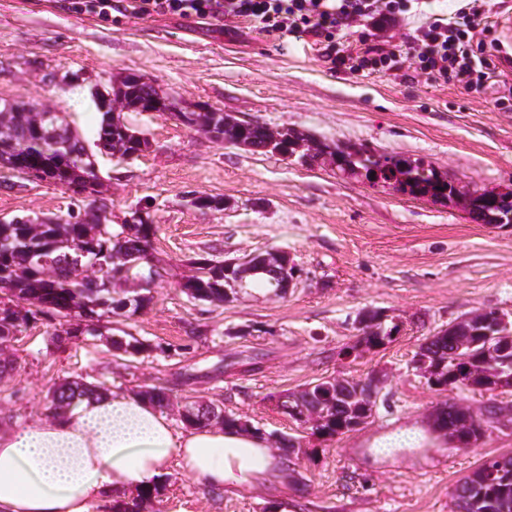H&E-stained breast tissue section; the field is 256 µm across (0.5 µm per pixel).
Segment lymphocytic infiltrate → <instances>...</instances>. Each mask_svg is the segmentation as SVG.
<instances>
[{
  "label": "lymphocytic infiltrate",
  "mask_w": 512,
  "mask_h": 512,
  "mask_svg": "<svg viewBox=\"0 0 512 512\" xmlns=\"http://www.w3.org/2000/svg\"><path fill=\"white\" fill-rule=\"evenodd\" d=\"M426 0H67L77 14L110 19L120 12L131 19L177 15L197 21L244 22L284 50L289 39L312 37L319 58L332 71L361 75L390 71L406 63L434 82L455 79L463 88L483 85L497 74L482 49L484 0H467L450 13H427ZM421 16L413 32L393 37L392 29ZM369 39L353 42L354 28Z\"/></svg>",
  "instance_id": "lymphocytic-infiltrate-1"
}]
</instances>
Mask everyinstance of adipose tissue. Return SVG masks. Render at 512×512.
I'll list each match as a JSON object with an SVG mask.
<instances>
[{"label":"adipose tissue","instance_id":"adipose-tissue-1","mask_svg":"<svg viewBox=\"0 0 512 512\" xmlns=\"http://www.w3.org/2000/svg\"><path fill=\"white\" fill-rule=\"evenodd\" d=\"M173 464L215 489L249 486L282 468L261 433L213 424L180 430L141 396L112 391L0 430V512H90Z\"/></svg>","mask_w":512,"mask_h":512}]
</instances>
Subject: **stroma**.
<instances>
[{"label":"stroma","instance_id":"obj_1","mask_svg":"<svg viewBox=\"0 0 512 512\" xmlns=\"http://www.w3.org/2000/svg\"><path fill=\"white\" fill-rule=\"evenodd\" d=\"M473 91L425 77L330 72L310 43L270 51L247 24L210 25L173 15L109 20L77 15L60 0H0V99L70 115L94 142L93 91L136 73L185 104L205 103L241 120L288 126L327 144L363 145L424 159L455 185L512 189V63ZM150 147L121 159L97 155L98 197L119 224L148 211L158 230L159 276L147 308L113 316V327L149 344L126 369L111 346L50 338L58 321L39 319L5 350L13 377L0 380V429L46 415L49 387L77 376L114 391L164 386L178 420L184 397L222 403L262 434L300 436L303 483L284 481L214 491L171 468L161 482L166 512H452L455 483L483 460L512 453V424L489 429L474 447L446 437L435 447L374 455L377 436L407 424L429 428L448 400L480 413L470 390L431 388L412 364L425 339L488 308L512 313V225L480 224L452 201L393 192L323 164L214 140L170 115L130 112ZM217 196L218 209L192 206ZM83 204L61 187L0 171V218L67 215ZM288 252L301 269L287 297L248 292L217 306L190 299L180 283L191 259ZM365 309L398 324L391 343L343 359L359 338ZM372 380L373 416L332 438L300 431L276 407L282 393L322 377Z\"/></svg>","mask_w":512,"mask_h":512}]
</instances>
